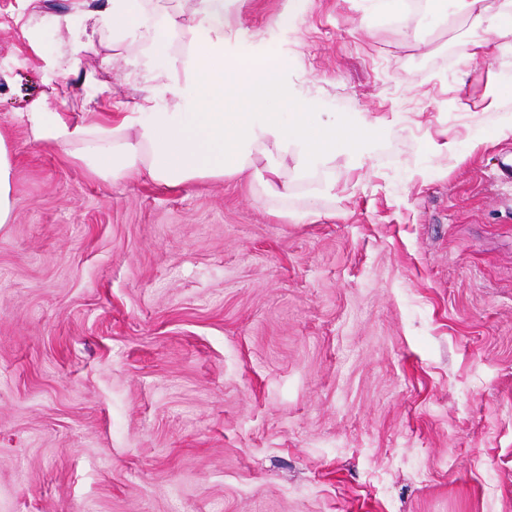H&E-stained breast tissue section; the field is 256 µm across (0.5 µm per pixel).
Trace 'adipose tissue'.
<instances>
[{
    "mask_svg": "<svg viewBox=\"0 0 512 512\" xmlns=\"http://www.w3.org/2000/svg\"><path fill=\"white\" fill-rule=\"evenodd\" d=\"M240 0H79L78 24H58V49L43 60L30 21L19 33L34 60L49 72L46 91L18 119L32 141L60 148L93 174L112 180L148 177L164 186L202 179H258L262 196L287 201L288 174L316 171L337 153L360 160L371 142L363 113L329 127L285 80L288 62L243 47ZM453 12L486 39L472 41L467 61L512 55V0H449ZM100 45V68L123 62L141 94L119 102L117 117L97 111L110 97L95 71L83 81L96 97L79 108L48 111L60 77L79 54Z\"/></svg>",
    "mask_w": 512,
    "mask_h": 512,
    "instance_id": "obj_1",
    "label": "adipose tissue"
}]
</instances>
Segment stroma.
Instances as JSON below:
<instances>
[{"instance_id": "obj_1", "label": "stroma", "mask_w": 512, "mask_h": 512, "mask_svg": "<svg viewBox=\"0 0 512 512\" xmlns=\"http://www.w3.org/2000/svg\"><path fill=\"white\" fill-rule=\"evenodd\" d=\"M25 8L0 0V512H512V92L482 103L512 56L461 71L438 0H241L322 122L380 131L282 205L32 142ZM15 165L11 142L0 133V227L13 220Z\"/></svg>"}]
</instances>
